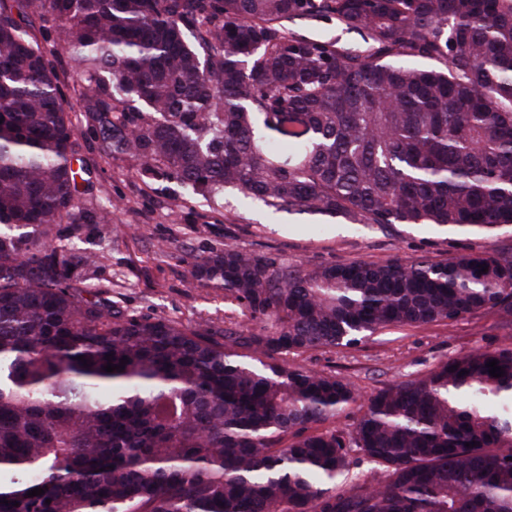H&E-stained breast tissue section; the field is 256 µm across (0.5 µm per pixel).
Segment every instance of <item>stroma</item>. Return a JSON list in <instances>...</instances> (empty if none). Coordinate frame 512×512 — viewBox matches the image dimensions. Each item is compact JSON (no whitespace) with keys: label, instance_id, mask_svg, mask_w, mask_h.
<instances>
[{"label":"stroma","instance_id":"1","mask_svg":"<svg viewBox=\"0 0 512 512\" xmlns=\"http://www.w3.org/2000/svg\"><path fill=\"white\" fill-rule=\"evenodd\" d=\"M70 103L77 163L88 169L80 182V204L88 210L109 204L113 210L111 223L83 225L67 244L94 255L90 284L111 286L113 299L140 316L187 325L224 317L246 323L238 306L225 303L223 292L198 286L190 274L193 259L227 244L307 269L421 256L444 261L512 247V234L487 238L432 224H354L278 210L229 189L206 199L176 182L142 177L136 157L112 156L88 129L82 101L74 96ZM477 348H512V316L487 308L452 322L389 327L351 347L289 355L288 363L353 382L358 402L324 424L347 432L363 412L361 399L384 384L423 375Z\"/></svg>","mask_w":512,"mask_h":512}]
</instances>
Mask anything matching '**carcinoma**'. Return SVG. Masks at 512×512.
<instances>
[{
  "label": "carcinoma",
  "mask_w": 512,
  "mask_h": 512,
  "mask_svg": "<svg viewBox=\"0 0 512 512\" xmlns=\"http://www.w3.org/2000/svg\"><path fill=\"white\" fill-rule=\"evenodd\" d=\"M69 89L148 179L498 236L512 0H0V512H512V348L383 386L348 432L319 426L354 384L288 365L391 326L512 315V248L291 270L226 244L191 277L250 324L131 314L64 244V224L112 221L79 205ZM354 451L380 483L336 486ZM289 26L294 31L304 35L315 34L338 38L340 43L350 48H358L365 45L360 34L344 30L336 24V21L297 20Z\"/></svg>",
  "instance_id": "obj_1"
}]
</instances>
